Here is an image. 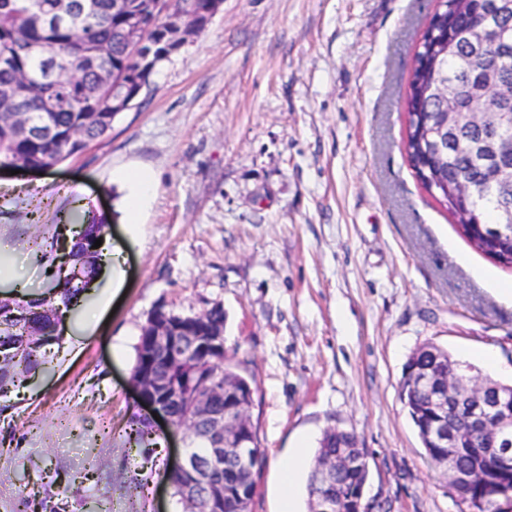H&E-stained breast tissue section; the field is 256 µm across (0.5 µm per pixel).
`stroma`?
Wrapping results in <instances>:
<instances>
[{"label": "stroma", "instance_id": "1", "mask_svg": "<svg viewBox=\"0 0 512 512\" xmlns=\"http://www.w3.org/2000/svg\"><path fill=\"white\" fill-rule=\"evenodd\" d=\"M438 0H224L103 138L38 174L0 169V252L29 293L33 240L94 210L126 277L92 334L71 317L33 383L0 398V512L18 494L56 512H181L167 474L182 441L130 382L155 307L224 310V362L253 389L266 462L251 512H278L276 462L305 446L295 512L326 429L365 451L373 512H465L400 399L435 344L512 383V269L475 250L403 148L413 56ZM131 170L154 192L127 216ZM79 471L85 483L72 482Z\"/></svg>", "mask_w": 512, "mask_h": 512}]
</instances>
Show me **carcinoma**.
Returning a JSON list of instances; mask_svg holds the SVG:
<instances>
[{
    "label": "carcinoma",
    "mask_w": 512,
    "mask_h": 512,
    "mask_svg": "<svg viewBox=\"0 0 512 512\" xmlns=\"http://www.w3.org/2000/svg\"><path fill=\"white\" fill-rule=\"evenodd\" d=\"M213 0H183L185 14L201 20L210 15ZM92 9L76 14L62 26L20 20V12L29 7L27 0H0V90L24 83V91L0 96V156L29 166L50 167L81 152L87 143L104 137L112 129L109 96L99 92L104 79L123 77L124 86L135 94L137 70L157 59H132L126 52L127 17L141 7V0H91ZM476 15L488 19V30H471ZM435 16L448 20V27L429 24L416 55L407 99L405 151L413 169L424 170L420 182L435 199L445 203L447 211L463 225L462 235L476 250L499 248L496 260L512 268V239L500 244L487 239L475 226L466 223L478 219L489 226L501 224L512 215V181L502 183L490 172L481 152L488 127L497 113H512V54L502 53L504 44L512 45V0H440ZM54 97L57 108L47 111L44 99ZM449 112L448 158L440 163L427 156L420 145V131L439 136L434 113ZM472 112L471 120H457L453 113ZM49 126L47 133H26L24 124ZM471 176L481 188L460 208L451 206V196L459 180ZM73 234L71 247L66 237L55 230L49 238L33 241L34 253L60 254L70 264L93 274L100 267L103 250L93 248L105 238L107 217L87 211L73 213L63 221ZM78 289L61 279L60 270L49 274L45 291L31 299L25 292L0 301V396L9 387L29 379L48 363V347L61 340L57 324L61 308H69ZM207 329L224 333V310L214 307L206 312ZM182 365L172 370L167 357L155 348L150 333L142 330L136 346L132 374L145 369L167 381L169 405L176 421L193 413L196 386L209 381L211 387L237 386L247 379L227 366L211 362L199 345L185 344ZM430 403L424 392H410L404 405L418 431L424 448H429L425 429L415 416ZM192 453L201 462L211 454L206 423L199 422V434L192 441ZM345 446H357L353 434L340 431L324 433L314 464ZM174 494L184 510L206 504L218 488L237 492L241 486L255 489L253 475L227 461L221 470H212L198 479L185 472L170 475Z\"/></svg>",
    "instance_id": "obj_1"
}]
</instances>
